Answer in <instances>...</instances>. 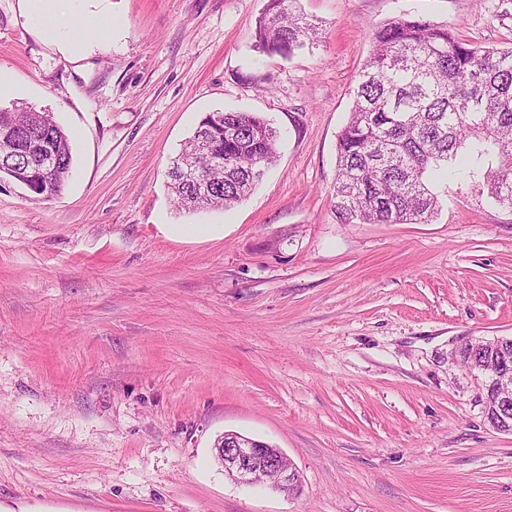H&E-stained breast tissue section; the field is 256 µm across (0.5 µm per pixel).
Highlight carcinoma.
Here are the masks:
<instances>
[{
  "mask_svg": "<svg viewBox=\"0 0 512 512\" xmlns=\"http://www.w3.org/2000/svg\"><path fill=\"white\" fill-rule=\"evenodd\" d=\"M297 0H269L256 29L255 49L287 56L314 41L316 24L296 13ZM372 52L353 91L349 120L337 145L334 211L340 224H425L437 214L431 175L459 152L492 157L482 187L512 207V47L477 48L459 41L445 24L397 18L375 31ZM32 149L0 158V174L38 175L43 156L56 157L47 197L59 195L72 172L63 128L39 111L0 109ZM276 158V131L245 112L209 114L171 161L169 188L182 209L240 203ZM193 164L201 182L180 181V165Z\"/></svg>",
  "mask_w": 512,
  "mask_h": 512,
  "instance_id": "obj_1",
  "label": "carcinoma"
}]
</instances>
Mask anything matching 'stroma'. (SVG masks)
<instances>
[{
	"instance_id": "obj_1",
	"label": "stroma",
	"mask_w": 512,
	"mask_h": 512,
	"mask_svg": "<svg viewBox=\"0 0 512 512\" xmlns=\"http://www.w3.org/2000/svg\"><path fill=\"white\" fill-rule=\"evenodd\" d=\"M268 0H62L85 43L0 0V108L70 138L64 191L0 182V512H512V431L465 342L512 337V207L486 162L426 224H340L338 136L373 32L400 16L512 46V0H299L316 44L263 56ZM97 16L84 23L85 13ZM249 112L277 158L230 209L166 170L199 121ZM280 448L242 486L224 433ZM226 475L238 484L258 482L259 475L274 489L294 490L300 479L290 460L278 448L238 433H227L216 446Z\"/></svg>"
}]
</instances>
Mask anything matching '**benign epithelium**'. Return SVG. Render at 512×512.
<instances>
[{
	"instance_id": "1",
	"label": "benign epithelium",
	"mask_w": 512,
	"mask_h": 512,
	"mask_svg": "<svg viewBox=\"0 0 512 512\" xmlns=\"http://www.w3.org/2000/svg\"><path fill=\"white\" fill-rule=\"evenodd\" d=\"M512 346V338L497 337L479 339L464 344L460 355H468L471 369L492 379L485 387V401H490L491 390L512 389V366L507 358L494 357L493 353H505ZM217 457L224 465L226 475L238 484L251 485L264 475V482L274 489L293 490L299 483V475L290 460L278 448L238 433H227L216 446Z\"/></svg>"
}]
</instances>
